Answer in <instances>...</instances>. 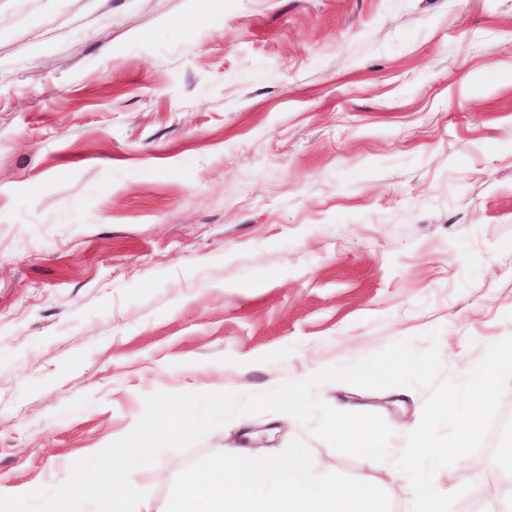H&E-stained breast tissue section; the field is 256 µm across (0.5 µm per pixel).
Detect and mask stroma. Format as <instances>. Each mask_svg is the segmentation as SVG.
<instances>
[{"instance_id": "stroma-1", "label": "stroma", "mask_w": 512, "mask_h": 512, "mask_svg": "<svg viewBox=\"0 0 512 512\" xmlns=\"http://www.w3.org/2000/svg\"><path fill=\"white\" fill-rule=\"evenodd\" d=\"M437 340H430V333ZM512 336V0H0V494L53 489L147 396L267 392L405 338L462 381ZM315 398L403 442L429 388ZM302 440L411 512L394 459L241 415L130 481ZM512 388L444 473L512 477Z\"/></svg>"}]
</instances>
